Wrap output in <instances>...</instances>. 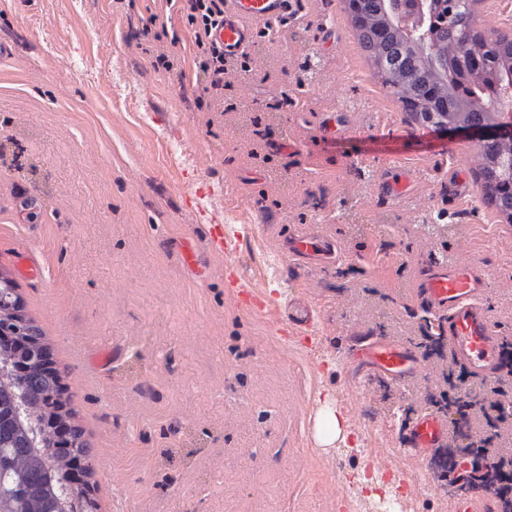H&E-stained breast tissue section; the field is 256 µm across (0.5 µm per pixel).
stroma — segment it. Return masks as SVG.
Here are the masks:
<instances>
[{
	"label": "stroma",
	"instance_id": "1",
	"mask_svg": "<svg viewBox=\"0 0 512 512\" xmlns=\"http://www.w3.org/2000/svg\"><path fill=\"white\" fill-rule=\"evenodd\" d=\"M302 2L288 30L258 35L223 113L197 109L205 80L177 0H0V275L41 330L69 422L90 444L93 505L82 512H336V487L364 465L336 451L356 435L418 484L406 512H455L390 422L426 408L440 375L386 394L344 348L357 328L407 344L418 336L405 289L423 219L446 225L449 250L466 242L464 260L489 274L490 318L512 337V223L491 220L475 144L419 125L374 76L344 0ZM159 42L173 69L154 66ZM72 57L82 71L67 68ZM116 64L137 88L128 106L107 86ZM140 112L178 113L174 135L196 169L163 165ZM325 118L345 132L319 139ZM383 134L412 154L415 203L376 198L368 152ZM451 145L471 188L459 209L441 189ZM218 184L262 237L214 245L224 218L196 193ZM311 224L346 264L292 265L285 283L261 284V250ZM25 250L43 278L18 272ZM233 276L271 300L313 290L318 335L282 339L228 292ZM328 410L341 419L330 445L317 431Z\"/></svg>",
	"mask_w": 512,
	"mask_h": 512
}]
</instances>
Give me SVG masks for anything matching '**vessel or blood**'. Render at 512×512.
Listing matches in <instances>:
<instances>
[{
	"mask_svg": "<svg viewBox=\"0 0 512 512\" xmlns=\"http://www.w3.org/2000/svg\"><path fill=\"white\" fill-rule=\"evenodd\" d=\"M297 0H231L224 22L213 32L214 41L228 59L248 52L262 25L287 30L299 14ZM376 194L380 202L395 204L415 194L418 171L408 154L381 149ZM289 259L325 270L338 265L343 252L331 237L312 230L292 231L283 244ZM488 274L479 267L445 254L432 255L418 267L407 293L425 314L430 333L443 338L448 363L464 369L475 382L488 384L503 378L501 352L507 341L492 324L485 296ZM274 319L284 328L299 329L313 324V311L303 296H295L285 309L274 310ZM348 351L368 373L395 385H405L423 369L424 360L415 347L359 330ZM405 447L417 458H431L435 448L448 438V421L440 413L420 411L405 419L401 428Z\"/></svg>",
	"mask_w": 512,
	"mask_h": 512,
	"instance_id": "b4317fda",
	"label": "vessel or blood"
}]
</instances>
